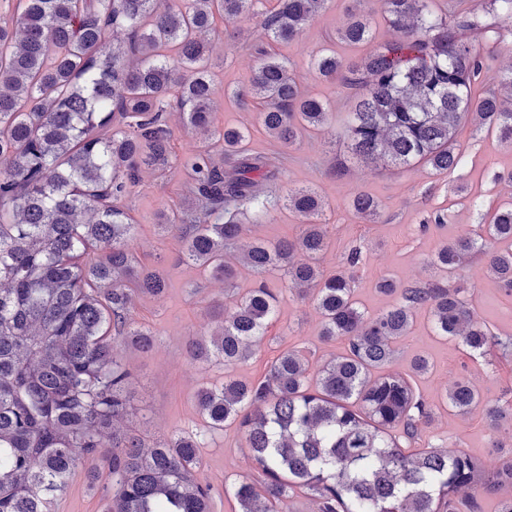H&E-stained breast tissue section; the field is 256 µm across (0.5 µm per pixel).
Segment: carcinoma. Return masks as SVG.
I'll list each match as a JSON object with an SVG mask.
<instances>
[{"mask_svg":"<svg viewBox=\"0 0 512 512\" xmlns=\"http://www.w3.org/2000/svg\"><path fill=\"white\" fill-rule=\"evenodd\" d=\"M0 16V512H52L83 466L102 487L103 512H211L213 486L203 477L201 436L174 435L148 444L117 424L128 417L129 372L121 345L152 349L154 333L132 314L133 298L159 296L165 277L139 265L130 248L133 220L115 204L141 168H165L171 157L167 109L210 135L186 163L189 205L162 215L182 260L232 286L238 267L257 275L211 312L221 319L211 339L192 336L190 359L226 367L260 345L277 297L264 274L277 271L289 290L312 299L325 342L343 350L317 370L296 348L281 351L264 376L206 384L196 405L209 427L237 425L259 479L231 486L237 512H278L295 490L316 497L317 512H481L486 493L512 486V459L494 471L465 450L409 451L433 405L389 370L398 342L419 312L439 336L470 353L498 345L460 295L443 281L398 284L383 275L376 290L397 300L374 316L355 298V278L325 274L330 247L320 221L323 201L311 188L280 195L282 168L251 152L242 127L215 124L212 43L215 16L241 35L255 21L257 66L237 98L256 101L259 124L288 147L301 130L329 123L326 102L302 92L288 60L271 51L289 43L327 0H20ZM394 40L374 43L368 15L348 10L336 41L368 46L357 62L330 48L310 61L318 78L354 91L342 130L351 156L405 167L423 161L456 168L461 120L494 128L512 141V68L493 73L484 95L473 83L488 72L479 39L512 22V0L481 8L435 0H381ZM128 41L111 42L114 30ZM352 207L372 220L379 203L354 193ZM284 206L299 221L296 237L256 240L230 261L245 230L239 217ZM475 250L500 290L512 297V207L492 214L484 234L441 246L434 265L455 273ZM443 404L451 415L482 408L495 429L512 403L483 401L468 379L456 380Z\"/></svg>","mask_w":512,"mask_h":512,"instance_id":"carcinoma-1","label":"carcinoma"}]
</instances>
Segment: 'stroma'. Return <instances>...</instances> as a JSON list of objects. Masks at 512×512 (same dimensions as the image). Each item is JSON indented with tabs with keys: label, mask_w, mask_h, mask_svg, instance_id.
Returning a JSON list of instances; mask_svg holds the SVG:
<instances>
[{
	"label": "stroma",
	"mask_w": 512,
	"mask_h": 512,
	"mask_svg": "<svg viewBox=\"0 0 512 512\" xmlns=\"http://www.w3.org/2000/svg\"><path fill=\"white\" fill-rule=\"evenodd\" d=\"M351 6L352 0H329L326 10L298 39L279 47L302 89L327 100L334 112L330 127L304 133L290 147H281L268 136L256 121L254 107L240 105L233 96L234 90L249 86L256 67V59L245 44L253 36L252 21L241 23L243 41L228 44L224 41L225 22L217 20L211 35V65L217 124L247 128L252 151L281 158V190L310 187L319 192L332 241L322 265L329 273L344 269L348 251L361 249L364 263L354 273L356 297L361 308L374 315L392 303L391 298L375 291L378 277L389 274L401 282L440 277V270L431 262L434 252L458 235L480 233L494 208L512 202V144L478 129L468 119L458 128L462 161L454 171L438 172L424 163L397 168L351 159L347 173L337 175L336 160L345 154L340 132L351 93L338 84L319 80L309 61L329 44L349 61L364 55V48L335 42L336 30L345 22ZM169 125L177 155L173 167L143 170L139 183L122 200L137 224L131 242L133 253L142 266L164 274L169 284L165 295L139 297L134 302V315L153 330L155 344L146 353L130 347L119 352L121 364L132 375L131 413L123 425L150 442L176 434L203 435L204 474L216 490L212 512H235L237 504L227 488L237 480L255 476L254 464L236 427L210 429L195 402L200 384L222 382L225 369L192 361L186 353L189 337L218 330L219 319L209 315L208 306L223 299L224 284L186 265L178 242L157 227L161 211L185 203L186 160L197 151L207 149L215 154L219 148L202 133L183 126L178 113H170ZM356 191L369 193L379 202L375 221L353 213L350 199ZM439 214L444 217L440 225L434 221ZM270 281L278 289L277 313L255 354L234 367V375L240 378H261L268 362L289 347L303 350L315 366L343 348L342 342L320 339L321 318L312 301L296 299L282 287L279 275H271ZM451 282L462 288L475 317L497 337L498 346L486 356L468 357L456 341L435 336L427 318L422 317L398 344L392 369L411 375L410 362L418 354L427 356L433 365L431 373L411 376L416 393L435 406L432 420L422 425L414 447L462 449L494 468L512 454V421L503 420L493 435L482 411L455 416L439 402L446 388L463 376L488 401L500 399L512 388V298L500 291L479 255L457 270ZM101 495L100 483L92 481L85 470H77L56 500L54 512H101Z\"/></svg>",
	"instance_id": "stroma-1"
}]
</instances>
